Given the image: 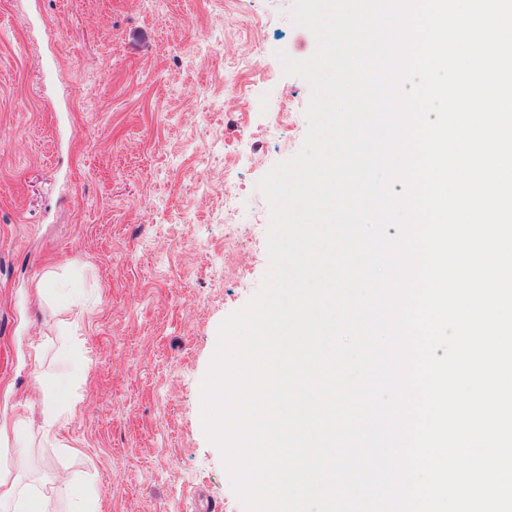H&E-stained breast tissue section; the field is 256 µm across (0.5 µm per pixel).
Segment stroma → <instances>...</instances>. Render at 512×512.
Here are the masks:
<instances>
[{"instance_id": "obj_1", "label": "stroma", "mask_w": 512, "mask_h": 512, "mask_svg": "<svg viewBox=\"0 0 512 512\" xmlns=\"http://www.w3.org/2000/svg\"><path fill=\"white\" fill-rule=\"evenodd\" d=\"M292 5L0 0V422L27 418L0 471L51 512L70 479L100 512H243L200 382L268 268L257 183L307 132L277 57L316 48ZM75 362L76 409L45 432Z\"/></svg>"}]
</instances>
